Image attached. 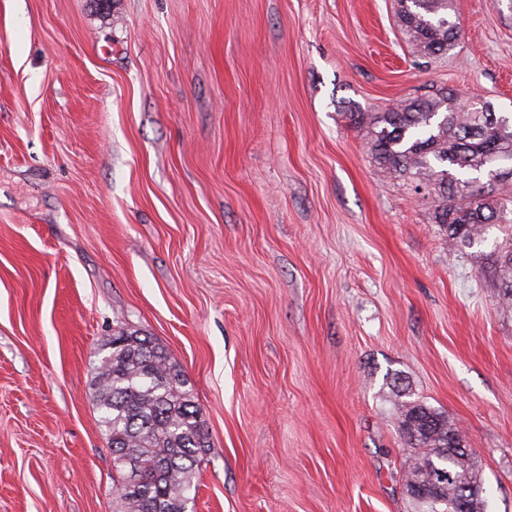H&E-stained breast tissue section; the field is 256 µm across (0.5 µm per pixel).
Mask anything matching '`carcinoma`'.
Wrapping results in <instances>:
<instances>
[{"mask_svg":"<svg viewBox=\"0 0 512 512\" xmlns=\"http://www.w3.org/2000/svg\"><path fill=\"white\" fill-rule=\"evenodd\" d=\"M402 28L421 54L450 50L459 27L448 0H400ZM441 87L386 112H350L367 124L375 161L415 180L417 193L434 196L435 219L448 241L473 245L495 228L503 234L496 261L499 299L512 308V177L479 184L463 177L503 161L512 162V115L453 105ZM94 379L100 423L116 472L118 512H188L196 469L210 448L195 396L181 367L148 336L119 331L105 340ZM400 429L413 460L404 482L420 512L439 505L421 495L433 473H444V501H464V512H484L481 474L473 452L440 456L459 430L448 416L417 400L397 401Z\"/></svg>","mask_w":512,"mask_h":512,"instance_id":"cac0c4a2","label":"carcinoma"}]
</instances>
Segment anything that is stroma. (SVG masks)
Here are the masks:
<instances>
[{"mask_svg":"<svg viewBox=\"0 0 512 512\" xmlns=\"http://www.w3.org/2000/svg\"><path fill=\"white\" fill-rule=\"evenodd\" d=\"M0 0V512H116L92 382L135 330L211 448L194 512H418L396 391L512 512L498 231L449 244L348 112L445 87L512 113V0ZM402 28L421 54L432 56L450 50L459 27L450 18L448 0H400Z\"/></svg>","mask_w":512,"mask_h":512,"instance_id":"35a3bbf8","label":"stroma"}]
</instances>
